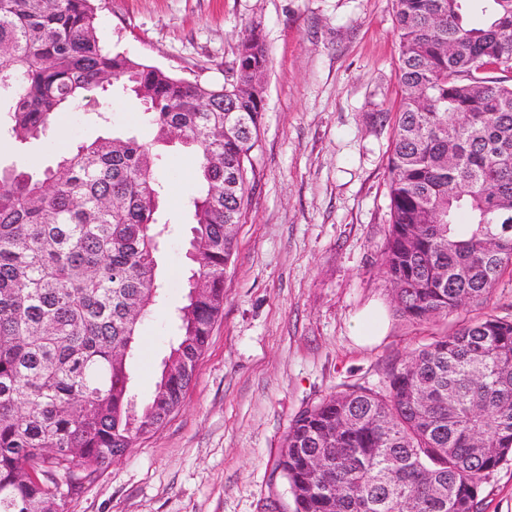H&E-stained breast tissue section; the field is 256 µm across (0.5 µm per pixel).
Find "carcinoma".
<instances>
[{
  "mask_svg": "<svg viewBox=\"0 0 512 512\" xmlns=\"http://www.w3.org/2000/svg\"><path fill=\"white\" fill-rule=\"evenodd\" d=\"M394 0L398 117L382 274L396 312L426 324L487 304L512 266V0ZM95 0H0V101L19 148L121 81L153 139L71 143L55 165L0 168V512H64L59 483L91 479L180 406L224 307L265 111L263 37L221 84L101 44ZM195 155L190 277L145 399L140 327L162 300L166 224L157 147ZM480 441L484 451L474 449ZM277 467L296 512H482L480 483L512 454V319L486 314L301 411Z\"/></svg>",
  "mask_w": 512,
  "mask_h": 512,
  "instance_id": "cac0c4a2",
  "label": "carcinoma"
}]
</instances>
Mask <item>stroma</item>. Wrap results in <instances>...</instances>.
Listing matches in <instances>:
<instances>
[{
    "label": "stroma",
    "instance_id": "stroma-1",
    "mask_svg": "<svg viewBox=\"0 0 512 512\" xmlns=\"http://www.w3.org/2000/svg\"><path fill=\"white\" fill-rule=\"evenodd\" d=\"M260 30L269 52L265 112L216 321L178 411L112 462L66 512H294L277 468L294 417L349 385H379L388 364L481 311L430 325L398 316L380 273L389 227L388 161L401 97L394 0H99L97 31L112 51L190 80L220 83L240 38ZM139 103L109 95L63 113V135L17 150L0 167H47L74 141L153 132ZM171 231L159 276L167 302L141 326L140 395L154 385L185 294L195 187L187 152L162 158ZM386 330L358 343L365 310ZM483 512H512V455L483 477Z\"/></svg>",
    "mask_w": 512,
    "mask_h": 512
}]
</instances>
